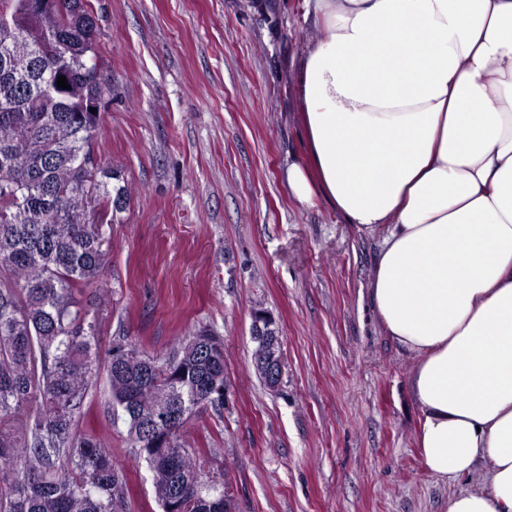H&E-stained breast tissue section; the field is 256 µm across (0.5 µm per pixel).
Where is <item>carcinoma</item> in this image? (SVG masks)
<instances>
[{"mask_svg": "<svg viewBox=\"0 0 512 512\" xmlns=\"http://www.w3.org/2000/svg\"><path fill=\"white\" fill-rule=\"evenodd\" d=\"M92 0H0V512H129L127 474L78 429L99 365L96 318L78 296L109 264L102 231L126 186L101 169L102 116L83 111L110 89L98 67ZM69 88L57 87L58 77ZM262 355L282 358L274 319ZM109 407L152 475L161 512H233L204 479L208 451L185 446L189 418L224 402V339L207 326L148 356L126 336L105 360ZM165 411L170 425L157 428Z\"/></svg>", "mask_w": 512, "mask_h": 512, "instance_id": "obj_1", "label": "carcinoma"}]
</instances>
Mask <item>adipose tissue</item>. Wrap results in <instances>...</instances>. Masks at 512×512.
I'll return each mask as SVG.
<instances>
[{"mask_svg":"<svg viewBox=\"0 0 512 512\" xmlns=\"http://www.w3.org/2000/svg\"><path fill=\"white\" fill-rule=\"evenodd\" d=\"M300 203L379 238L371 296L414 360L448 512H512V0H306Z\"/></svg>","mask_w":512,"mask_h":512,"instance_id":"obj_1","label":"adipose tissue"}]
</instances>
